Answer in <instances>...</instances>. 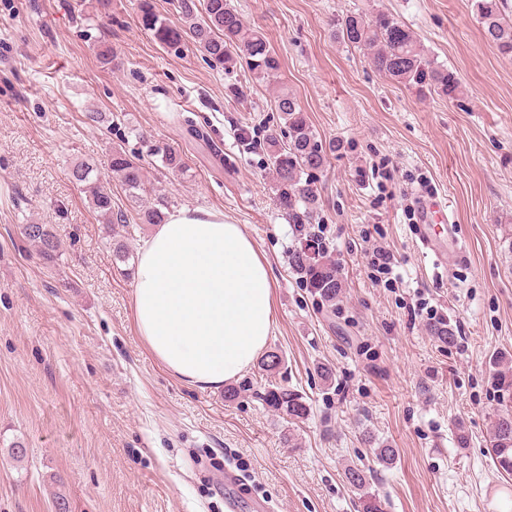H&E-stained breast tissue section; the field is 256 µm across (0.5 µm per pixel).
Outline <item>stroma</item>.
<instances>
[{"label": "stroma", "mask_w": 512, "mask_h": 512, "mask_svg": "<svg viewBox=\"0 0 512 512\" xmlns=\"http://www.w3.org/2000/svg\"><path fill=\"white\" fill-rule=\"evenodd\" d=\"M231 2L268 37L278 81L226 75L193 47L168 54L139 26L135 0H112L108 20L97 0H0V512H53L58 491L70 512H225L213 456L271 512H364L369 494L383 512H512V477L489 456L493 362L512 360V57L483 39L471 0ZM378 9L456 73L457 99L419 98L334 38L332 20ZM103 44L121 71L102 67ZM283 85L317 136L339 145L316 175L310 226L341 267L333 310L288 265L304 237L276 203L262 147ZM145 138L168 143L188 172L143 158L135 201L107 158ZM385 157L394 171L381 190L371 165ZM88 158L131 220L162 195L172 210L223 213L253 239L274 283L267 348L284 357L308 419L289 423L257 399L258 365L243 374L252 393L228 403L151 356L126 262L153 227L99 220L69 176ZM423 178L463 240L440 267L409 220ZM31 223L53 225L56 262L20 238ZM368 234L394 253L395 287L371 280ZM418 290L454 329L453 345L411 313ZM17 441L28 450L20 463L8 455ZM375 441L395 448L393 464H378ZM351 466L365 470V491L346 482Z\"/></svg>", "instance_id": "1"}]
</instances>
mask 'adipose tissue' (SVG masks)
<instances>
[{
  "label": "adipose tissue",
  "instance_id": "adipose-tissue-1",
  "mask_svg": "<svg viewBox=\"0 0 512 512\" xmlns=\"http://www.w3.org/2000/svg\"><path fill=\"white\" fill-rule=\"evenodd\" d=\"M133 314L146 348L170 374L220 390L254 363L272 333L269 264L223 214L174 210L139 249Z\"/></svg>",
  "mask_w": 512,
  "mask_h": 512
}]
</instances>
